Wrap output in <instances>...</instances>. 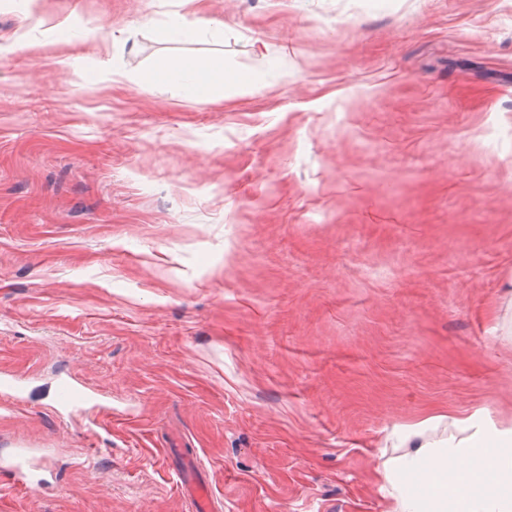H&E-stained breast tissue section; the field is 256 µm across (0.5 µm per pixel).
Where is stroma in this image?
<instances>
[{
	"label": "stroma",
	"instance_id": "35a3bbf8",
	"mask_svg": "<svg viewBox=\"0 0 512 512\" xmlns=\"http://www.w3.org/2000/svg\"><path fill=\"white\" fill-rule=\"evenodd\" d=\"M1 41L0 456L50 466L0 512H192L170 446L215 512H391L393 426L512 417V0H0ZM173 52L250 80L140 81ZM199 28V20L189 19L186 15L175 14L165 25L161 36L168 42H180L188 38ZM101 26L94 18L69 16L54 26V41L61 44L71 43L73 38L86 43H95L99 38ZM93 398V393L74 379L60 381L54 394L56 406L64 411L81 409Z\"/></svg>",
	"mask_w": 512,
	"mask_h": 512
}]
</instances>
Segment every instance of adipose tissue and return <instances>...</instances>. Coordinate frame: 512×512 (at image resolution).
<instances>
[{
  "instance_id": "1",
  "label": "adipose tissue",
  "mask_w": 512,
  "mask_h": 512,
  "mask_svg": "<svg viewBox=\"0 0 512 512\" xmlns=\"http://www.w3.org/2000/svg\"><path fill=\"white\" fill-rule=\"evenodd\" d=\"M145 78L198 102L226 84L248 82L225 73L223 60L204 56L163 59ZM385 443L376 474L393 512H512V419L492 418L480 407L434 414L394 426ZM489 448L498 456L488 458Z\"/></svg>"
}]
</instances>
